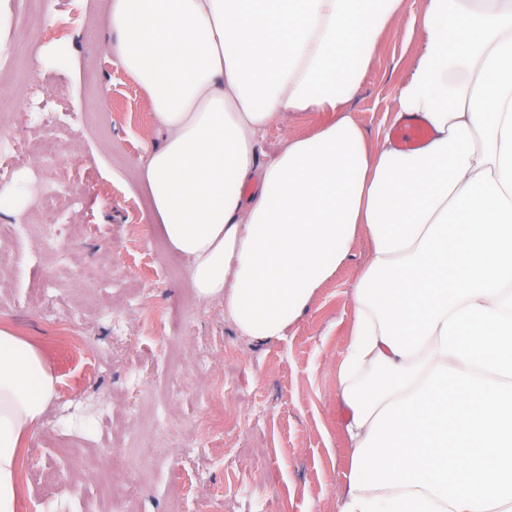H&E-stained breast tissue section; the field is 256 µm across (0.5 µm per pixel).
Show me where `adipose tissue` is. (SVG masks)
<instances>
[{"label": "adipose tissue", "mask_w": 512, "mask_h": 512, "mask_svg": "<svg viewBox=\"0 0 512 512\" xmlns=\"http://www.w3.org/2000/svg\"><path fill=\"white\" fill-rule=\"evenodd\" d=\"M408 0H110L101 43L143 91L139 168L154 223L186 258L203 303L239 335L280 339L358 239L384 260L414 254L451 198L490 170L512 201V0H421L418 38L388 112L429 135L408 150L369 136L350 107ZM318 115L262 158L266 129ZM336 374L349 450L376 414L436 364L394 353L353 303ZM60 382L47 354L0 327V512H20L18 453ZM336 512H455L420 487H342Z\"/></svg>", "instance_id": "1"}]
</instances>
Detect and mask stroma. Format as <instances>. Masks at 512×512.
Returning <instances> with one entry per match:
<instances>
[{
  "mask_svg": "<svg viewBox=\"0 0 512 512\" xmlns=\"http://www.w3.org/2000/svg\"><path fill=\"white\" fill-rule=\"evenodd\" d=\"M108 0H44L43 27L5 40L0 191L35 199L0 225V326L44 348L62 382L21 454L22 512H336L348 473L336 373L357 241L287 336H240L200 303L152 224L137 161L148 110L99 48ZM417 27L383 38L352 108L386 127ZM59 190L43 207L44 185Z\"/></svg>",
  "mask_w": 512,
  "mask_h": 512,
  "instance_id": "35a3bbf8",
  "label": "stroma"
}]
</instances>
